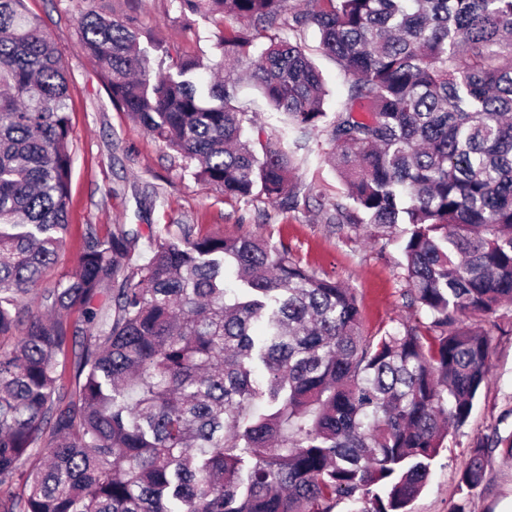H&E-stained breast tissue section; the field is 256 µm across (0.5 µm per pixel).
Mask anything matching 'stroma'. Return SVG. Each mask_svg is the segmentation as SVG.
I'll return each instance as SVG.
<instances>
[{
  "mask_svg": "<svg viewBox=\"0 0 512 512\" xmlns=\"http://www.w3.org/2000/svg\"><path fill=\"white\" fill-rule=\"evenodd\" d=\"M26 5L40 16L59 51L72 107L69 229L54 265L29 296L26 314H39L43 289L76 269L88 231L104 235L119 225L138 231L136 250L145 254L152 234L176 235L187 224L197 236L256 235L274 244H288L302 265L354 289L364 333L391 331L424 320V313L409 305L399 243L328 223L326 210L345 191L340 175L325 161L317 143L294 148L293 136L280 114L255 88L242 87L236 100L256 121L255 127L247 129V137L260 133L291 150L295 182L301 187L320 186L322 199H302L292 209L262 197L245 202L225 197L195 179L173 151L113 106L98 68L79 48L77 19L84 0H27ZM95 5L112 18L138 24L142 30L139 47L147 54L158 39L180 54L209 56L225 32L253 33L243 21L219 15L205 19L180 11L176 0H95ZM302 42L325 78V111H340L351 77L323 53L315 31H307ZM494 321L497 328L488 381L467 423L449 431L411 512H448L459 502L465 503L467 512H512V460H504L501 454H494L485 481L469 498H462L458 490L460 473L477 442L512 439V305L500 307Z\"/></svg>",
  "mask_w": 512,
  "mask_h": 512,
  "instance_id": "35a3bbf8",
  "label": "stroma"
}]
</instances>
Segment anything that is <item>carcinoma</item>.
Segmentation results:
<instances>
[{"instance_id":"carcinoma-1","label":"carcinoma","mask_w":512,"mask_h":512,"mask_svg":"<svg viewBox=\"0 0 512 512\" xmlns=\"http://www.w3.org/2000/svg\"><path fill=\"white\" fill-rule=\"evenodd\" d=\"M87 2L79 45L112 104L225 196H298L290 152L243 139L239 72L296 148L325 136L347 186L327 220L400 242L428 322L366 336L354 290L287 244L188 226L155 236L143 262L138 232H88L76 272L23 320L67 230L70 94L40 17L0 0V339L22 331L0 346V484L22 489L0 512H333L338 499L408 512L448 428L470 417L492 317L512 304V0H177L256 37L225 33L207 59L158 41L155 69L140 28ZM309 29L353 78L333 114L297 42ZM497 450L512 458V443L471 449L460 493Z\"/></svg>"}]
</instances>
